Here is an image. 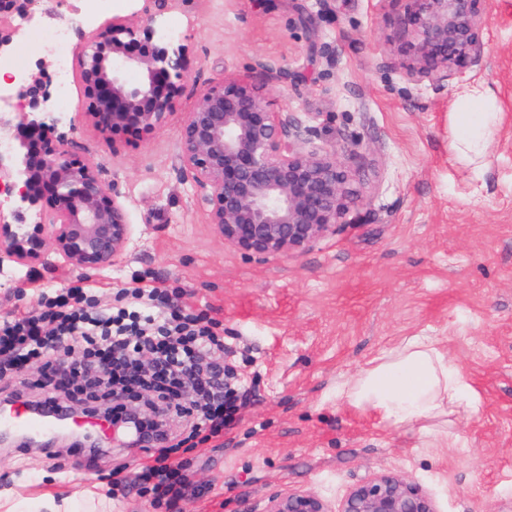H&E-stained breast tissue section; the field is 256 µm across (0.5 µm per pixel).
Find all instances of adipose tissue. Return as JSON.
<instances>
[{
    "instance_id": "obj_1",
    "label": "adipose tissue",
    "mask_w": 512,
    "mask_h": 512,
    "mask_svg": "<svg viewBox=\"0 0 512 512\" xmlns=\"http://www.w3.org/2000/svg\"><path fill=\"white\" fill-rule=\"evenodd\" d=\"M496 117L495 103L482 86L469 85L458 93L453 130L460 160L485 155ZM336 398L395 425L422 423L423 434L444 446L453 442L454 434L438 425V418L461 408L475 411L480 405L466 372L430 336L403 337L339 382Z\"/></svg>"
}]
</instances>
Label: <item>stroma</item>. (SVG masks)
<instances>
[{
  "instance_id": "1",
  "label": "stroma",
  "mask_w": 512,
  "mask_h": 512,
  "mask_svg": "<svg viewBox=\"0 0 512 512\" xmlns=\"http://www.w3.org/2000/svg\"><path fill=\"white\" fill-rule=\"evenodd\" d=\"M409 0H181L163 17L186 40L178 110L142 141L109 143L91 125L60 124L72 152L94 159L118 188L133 224L119 264L88 273L0 269V314L39 307L38 291L97 285L111 307L133 283L180 293L224 327V347L247 397L223 437L189 457L195 492L180 512H263L276 494L311 490L339 503L381 472L411 477L439 512H512V0H489L477 70L437 90L408 81L410 31L395 20ZM68 18L73 44L90 28L79 0H40L44 27ZM335 47L333 61L320 53ZM287 62L268 85L271 111L295 112L315 147L333 148L368 201L335 234L300 256L244 258L207 222L208 189L178 159L179 126L208 85L255 77ZM496 99L500 121L487 165L454 157L451 112L463 86ZM26 284L24 301L11 288ZM439 340L464 367L478 412L452 414L455 443L433 448L418 425L384 423L336 401L331 390L403 337ZM56 461L0 447V494L62 498L101 492L100 475L133 466L113 441L97 471L61 448Z\"/></svg>"
}]
</instances>
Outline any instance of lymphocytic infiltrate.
Wrapping results in <instances>:
<instances>
[{"instance_id":"f902f5d3","label":"lymphocytic infiltrate","mask_w":512,"mask_h":512,"mask_svg":"<svg viewBox=\"0 0 512 512\" xmlns=\"http://www.w3.org/2000/svg\"><path fill=\"white\" fill-rule=\"evenodd\" d=\"M70 294L64 286L49 289L38 310L0 319V374L42 361L56 372L57 389L90 403L113 399L105 419L118 427L128 417L124 399L113 398V389L153 391L157 420L135 425L146 442L147 460L134 480L115 478L111 493L117 497L135 485L171 510L190 482L174 459L179 450L174 436L158 425L187 418L192 431L220 435L240 391L224 359V338L205 315L173 306L156 286L126 289L121 308L95 312L71 305Z\"/></svg>"}]
</instances>
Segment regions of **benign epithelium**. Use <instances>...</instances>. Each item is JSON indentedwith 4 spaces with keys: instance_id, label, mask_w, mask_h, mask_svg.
<instances>
[{
    "instance_id": "benign-epithelium-1",
    "label": "benign epithelium",
    "mask_w": 512,
    "mask_h": 512,
    "mask_svg": "<svg viewBox=\"0 0 512 512\" xmlns=\"http://www.w3.org/2000/svg\"><path fill=\"white\" fill-rule=\"evenodd\" d=\"M39 0H0V57L14 43L16 20ZM135 17L118 16L79 47L83 99L71 127L88 122L107 140L148 137L167 125L183 92L187 46L159 34L157 16L182 0H142ZM397 20L414 35L407 77L442 88L478 67L488 0H411ZM129 69L141 72L130 84ZM288 77L284 64L260 65V80L224 77L205 88L179 127V160L202 186L208 223L247 259L301 256L347 223L366 200L334 149L312 146V129L292 112H273L263 90ZM49 80L41 65L18 84L16 123L0 116V264L35 269L54 254L68 268H109L126 255L129 211L95 161L70 150L56 132ZM263 512H438L414 481L392 472L353 485L334 507L313 492L270 498Z\"/></svg>"
}]
</instances>
